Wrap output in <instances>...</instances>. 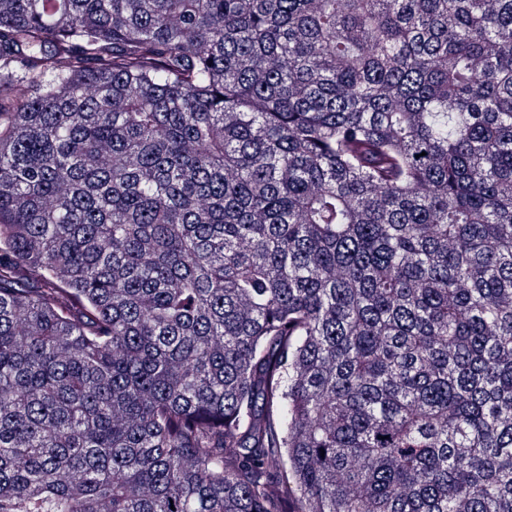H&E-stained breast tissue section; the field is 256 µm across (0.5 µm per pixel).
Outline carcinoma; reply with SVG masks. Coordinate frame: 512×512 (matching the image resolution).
<instances>
[{"label":"carcinoma","mask_w":512,"mask_h":512,"mask_svg":"<svg viewBox=\"0 0 512 512\" xmlns=\"http://www.w3.org/2000/svg\"><path fill=\"white\" fill-rule=\"evenodd\" d=\"M0 512H512V0H0Z\"/></svg>","instance_id":"cac0c4a2"}]
</instances>
